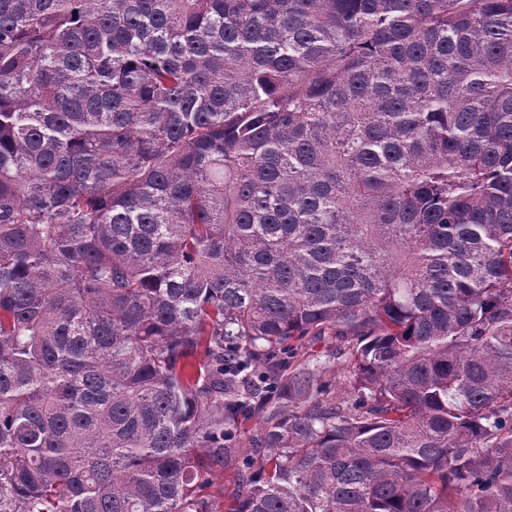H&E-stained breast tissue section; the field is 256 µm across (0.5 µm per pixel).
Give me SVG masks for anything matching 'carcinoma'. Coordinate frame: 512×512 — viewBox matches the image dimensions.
I'll list each match as a JSON object with an SVG mask.
<instances>
[{
  "label": "carcinoma",
  "mask_w": 512,
  "mask_h": 512,
  "mask_svg": "<svg viewBox=\"0 0 512 512\" xmlns=\"http://www.w3.org/2000/svg\"><path fill=\"white\" fill-rule=\"evenodd\" d=\"M215 466L512 512V0H0V512Z\"/></svg>",
  "instance_id": "cac0c4a2"
}]
</instances>
